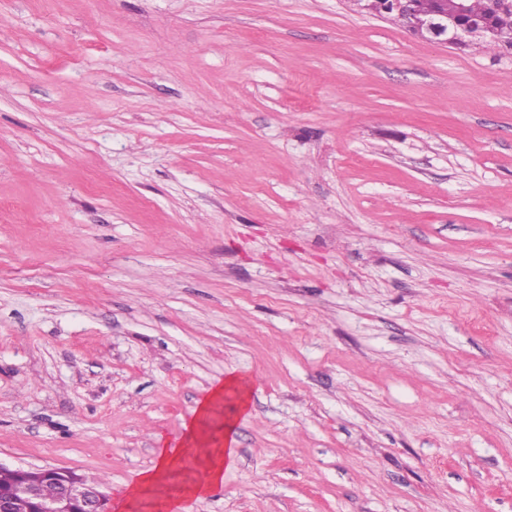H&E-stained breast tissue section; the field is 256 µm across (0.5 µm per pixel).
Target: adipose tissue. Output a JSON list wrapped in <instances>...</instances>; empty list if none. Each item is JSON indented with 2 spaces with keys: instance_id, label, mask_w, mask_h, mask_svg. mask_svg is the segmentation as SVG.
Returning a JSON list of instances; mask_svg holds the SVG:
<instances>
[{
  "instance_id": "1",
  "label": "adipose tissue",
  "mask_w": 512,
  "mask_h": 512,
  "mask_svg": "<svg viewBox=\"0 0 512 512\" xmlns=\"http://www.w3.org/2000/svg\"><path fill=\"white\" fill-rule=\"evenodd\" d=\"M228 394L238 396L240 406H247L249 391L241 378L231 376L212 387L186 423L182 441L158 448L154 466L129 485L123 502L126 512H136L145 503L155 512H168L174 499L201 496L223 482L224 469L235 456L236 423L226 420L216 433L211 425Z\"/></svg>"
}]
</instances>
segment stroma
Wrapping results in <instances>:
<instances>
[{
	"label": "stroma",
	"mask_w": 512,
	"mask_h": 512,
	"mask_svg": "<svg viewBox=\"0 0 512 512\" xmlns=\"http://www.w3.org/2000/svg\"><path fill=\"white\" fill-rule=\"evenodd\" d=\"M231 374L177 512H512V52L355 0H0V464L118 512ZM224 391L227 395L236 394L240 409H247L249 391L241 378L230 376L223 384L212 387L184 425L183 440L177 446L164 444L157 448L154 466L141 472L137 482L128 486L123 508L135 510L148 503L154 510L166 511L176 498L199 497L210 487L223 483L224 467L230 465L235 456L236 422L226 420L219 428V436L214 435L210 426L216 409L224 400ZM187 463H190L191 477L181 484L170 485L169 477L183 471Z\"/></svg>",
	"instance_id": "stroma-1"
}]
</instances>
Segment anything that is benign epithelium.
<instances>
[{"mask_svg":"<svg viewBox=\"0 0 512 512\" xmlns=\"http://www.w3.org/2000/svg\"><path fill=\"white\" fill-rule=\"evenodd\" d=\"M415 8L413 0H396L392 8H382L380 12L396 14L406 21ZM485 34V23L469 15L468 0H454L451 14H430L423 39L455 46L473 39L481 41ZM5 470L13 474L15 482L8 495L0 497V512H14L21 502L37 512H108L100 486L88 483L74 472L51 467L9 470L0 464V471ZM50 481L60 483L63 490L57 497L45 499L41 487Z\"/></svg>","mask_w":512,"mask_h":512,"instance_id":"obj_1","label":"benign epithelium"}]
</instances>
